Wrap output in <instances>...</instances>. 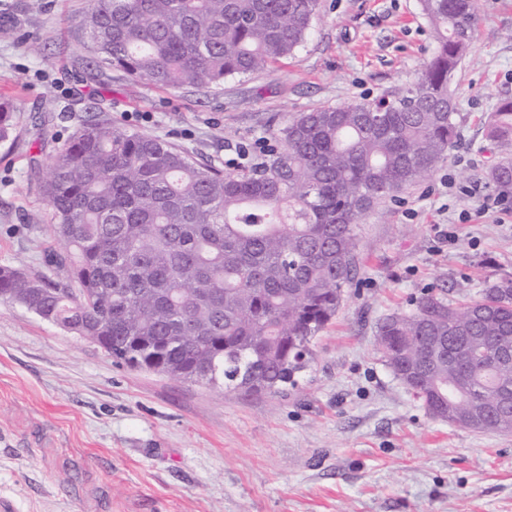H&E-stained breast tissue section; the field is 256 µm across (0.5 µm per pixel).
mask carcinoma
Here are the masks:
<instances>
[{
    "label": "carcinoma",
    "instance_id": "obj_1",
    "mask_svg": "<svg viewBox=\"0 0 512 512\" xmlns=\"http://www.w3.org/2000/svg\"><path fill=\"white\" fill-rule=\"evenodd\" d=\"M319 0H89L83 25L101 73L160 88L217 86L294 54ZM432 59L400 96L301 112L277 146L239 172L156 136L80 123L41 172L40 192L67 251L48 265L60 285L0 266V299L52 316L117 363L178 379L278 393L296 383L310 344L359 274L357 225L448 158L457 133L450 85L473 38V0H421ZM16 107L0 99V141ZM489 137L512 145V100ZM489 179L512 195V160ZM393 376L429 410L471 415L462 427L512 432V276L452 302L417 299L377 325Z\"/></svg>",
    "mask_w": 512,
    "mask_h": 512
}]
</instances>
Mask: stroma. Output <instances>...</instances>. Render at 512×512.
Masks as SVG:
<instances>
[{
    "label": "stroma",
    "instance_id": "35a3bbf8",
    "mask_svg": "<svg viewBox=\"0 0 512 512\" xmlns=\"http://www.w3.org/2000/svg\"><path fill=\"white\" fill-rule=\"evenodd\" d=\"M479 22L452 88L447 160L358 229L362 268L296 387L220 391L113 362L96 343L0 300V497L13 512H512V433L433 419L384 365L376 327L429 292L512 275V197L487 118L512 98V0ZM88 0H0V266L65 283L39 167L79 121L187 148L227 172L260 161L288 117L390 99L433 55L420 0H320L291 57L210 88L100 75ZM489 179L505 195L512 196V160H505L490 168Z\"/></svg>",
    "mask_w": 512,
    "mask_h": 512
}]
</instances>
